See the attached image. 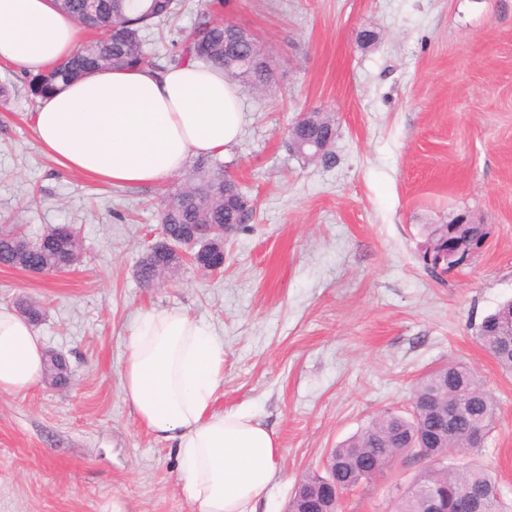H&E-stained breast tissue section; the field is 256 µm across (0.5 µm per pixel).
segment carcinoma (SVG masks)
<instances>
[{
	"mask_svg": "<svg viewBox=\"0 0 512 512\" xmlns=\"http://www.w3.org/2000/svg\"><path fill=\"white\" fill-rule=\"evenodd\" d=\"M176 6L177 0H61V10L73 16L83 29L98 32L101 37L31 77L32 99H43L59 84L92 71L147 66L142 31L167 21ZM258 50L255 38L243 39L235 26L203 11L198 14L192 33L180 41L174 62L193 60L220 67L241 84L266 91L274 83L271 63L261 69L246 65L247 57ZM226 186L233 189L236 184L224 174L223 162L197 160L193 180L163 203L160 230L167 239L178 240L190 224L216 231L226 224L238 223V212L224 206ZM447 236L446 224L426 226L425 242L419 253L424 267L440 279L445 275V266L428 264L427 249ZM23 239L17 227L0 230V265L52 274L67 271L78 261V236L64 232L62 225L51 227L21 254L17 243ZM164 258V254L150 250L139 261L138 279L143 285L155 284L164 273L157 268ZM475 337L498 368L511 374L512 301L483 317L475 327ZM47 372L55 384L67 380L66 363L58 355L47 356ZM450 398L462 401L464 411L446 431L437 406ZM497 408L496 400L470 366L460 361L442 364L415 383L409 415L385 410L332 449L336 486L350 490L363 483L371 484L393 467L399 457L409 454L424 459V466L409 487H389L390 512H420L421 501L429 493L446 500L448 512H462L461 507L469 503L476 487L483 489V498L467 512H512V504L504 502L498 481L487 467L473 461L464 466L448 462V453L453 450L466 452L472 458L481 454Z\"/></svg>",
	"mask_w": 512,
	"mask_h": 512,
	"instance_id": "obj_1",
	"label": "carcinoma"
}]
</instances>
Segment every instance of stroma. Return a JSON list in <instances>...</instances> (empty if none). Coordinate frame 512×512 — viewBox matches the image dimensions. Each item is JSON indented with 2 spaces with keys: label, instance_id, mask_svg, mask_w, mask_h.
<instances>
[{
  "label": "stroma",
  "instance_id": "obj_1",
  "mask_svg": "<svg viewBox=\"0 0 512 512\" xmlns=\"http://www.w3.org/2000/svg\"><path fill=\"white\" fill-rule=\"evenodd\" d=\"M180 2L145 33L156 67L213 6ZM218 13L255 35L275 83L242 89L240 141L219 156L254 211L217 275L185 262L144 287L136 267L160 238L159 203L185 173L124 187L58 167L37 141L29 73L0 63V225L33 241L69 224L80 243L67 272L0 266V305L39 306L44 347L69 370L64 384L0 395V512H193L178 458L122 392L131 332L170 310L224 344L216 409L248 408L276 435L283 480L268 512H285L296 483L373 416L407 411L415 382L451 359L497 399L479 461L512 500V374L474 330L512 299V0H223ZM304 112L333 120V161L292 152ZM459 213L490 234L441 283L419 250L427 225ZM417 471L397 462L343 512H385L388 487Z\"/></svg>",
  "mask_w": 512,
  "mask_h": 512
}]
</instances>
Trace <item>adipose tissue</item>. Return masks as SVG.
Returning a JSON list of instances; mask_svg holds the SVG:
<instances>
[{
	"label": "adipose tissue",
	"instance_id": "obj_1",
	"mask_svg": "<svg viewBox=\"0 0 512 512\" xmlns=\"http://www.w3.org/2000/svg\"><path fill=\"white\" fill-rule=\"evenodd\" d=\"M75 19L54 0H0V60L32 74L69 57ZM240 88L197 63L162 70H101L45 97L38 144L61 167L116 185L162 182L195 155L240 137ZM45 352L33 324L0 307V394L39 385ZM224 346L178 310L144 315L127 346L122 391L140 421L171 443L194 512H260L282 477L273 431L252 412L216 411Z\"/></svg>",
	"mask_w": 512,
	"mask_h": 512
}]
</instances>
